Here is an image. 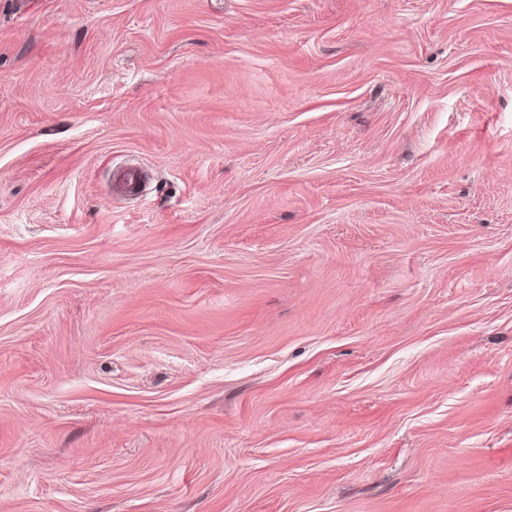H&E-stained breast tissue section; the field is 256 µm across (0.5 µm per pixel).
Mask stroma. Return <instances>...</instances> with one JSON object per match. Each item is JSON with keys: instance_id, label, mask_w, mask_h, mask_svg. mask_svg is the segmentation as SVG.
<instances>
[{"instance_id": "obj_1", "label": "stroma", "mask_w": 512, "mask_h": 512, "mask_svg": "<svg viewBox=\"0 0 512 512\" xmlns=\"http://www.w3.org/2000/svg\"><path fill=\"white\" fill-rule=\"evenodd\" d=\"M0 512H512V0H0Z\"/></svg>"}]
</instances>
